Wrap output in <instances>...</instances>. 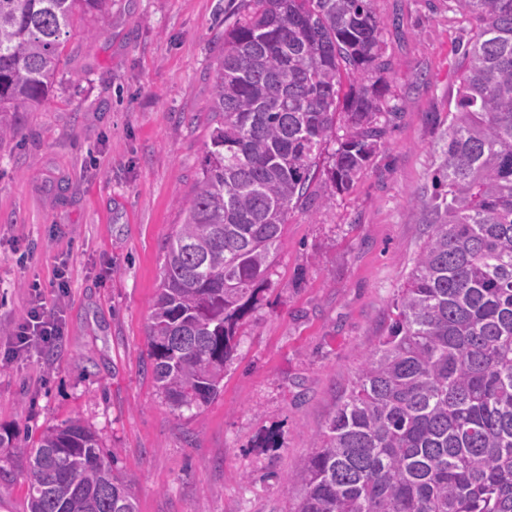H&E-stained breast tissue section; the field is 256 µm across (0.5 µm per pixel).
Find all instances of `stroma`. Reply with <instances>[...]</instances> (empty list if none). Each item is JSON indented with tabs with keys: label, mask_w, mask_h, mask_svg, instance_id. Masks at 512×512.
Returning a JSON list of instances; mask_svg holds the SVG:
<instances>
[{
	"label": "stroma",
	"mask_w": 512,
	"mask_h": 512,
	"mask_svg": "<svg viewBox=\"0 0 512 512\" xmlns=\"http://www.w3.org/2000/svg\"><path fill=\"white\" fill-rule=\"evenodd\" d=\"M237 8L110 0L75 17L48 101L14 113L16 133L0 141V429L15 433L0 512H26L27 456L75 419L131 479L139 512H288V473L388 330L425 239L410 198L431 184L473 35L455 0H376L393 68L386 133L348 191L290 211L218 395L172 409L145 368L163 248L211 147L224 21ZM35 297L64 336L53 353H14Z\"/></svg>",
	"instance_id": "35a3bbf8"
}]
</instances>
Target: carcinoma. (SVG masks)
Returning <instances> with one entry per match:
<instances>
[{
	"label": "carcinoma",
	"instance_id": "carcinoma-1",
	"mask_svg": "<svg viewBox=\"0 0 512 512\" xmlns=\"http://www.w3.org/2000/svg\"><path fill=\"white\" fill-rule=\"evenodd\" d=\"M374 2L241 0L224 24L217 127L148 330L175 409L218 394L290 210L346 191L385 135L391 63ZM456 2L474 35L433 191L412 199L427 236L388 334L288 474L290 512H512V0ZM105 7L0 0V141L8 113L48 101L75 10ZM27 466L28 512H138L78 419L46 430Z\"/></svg>",
	"mask_w": 512,
	"mask_h": 512
}]
</instances>
